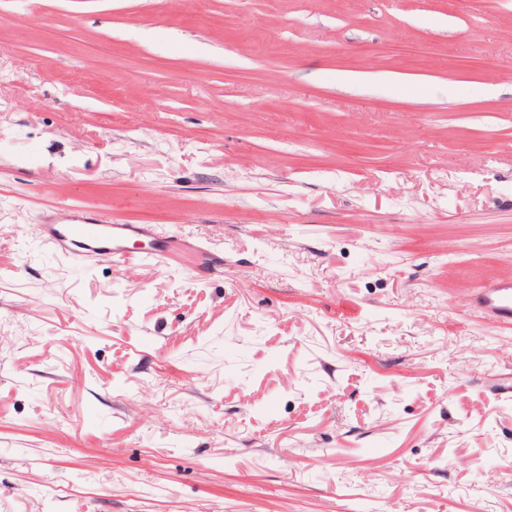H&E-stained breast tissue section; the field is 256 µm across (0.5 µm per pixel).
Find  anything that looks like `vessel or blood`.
<instances>
[{"label":"vessel or blood","mask_w":512,"mask_h":512,"mask_svg":"<svg viewBox=\"0 0 512 512\" xmlns=\"http://www.w3.org/2000/svg\"><path fill=\"white\" fill-rule=\"evenodd\" d=\"M30 229L35 237L55 251L71 257L123 263H167L179 244L173 237L159 234L150 224H124L106 212L90 213L79 205L56 207L43 213ZM133 240L145 247L131 251ZM474 311L501 323H512V280L487 283L473 296Z\"/></svg>","instance_id":"b4317fda"}]
</instances>
